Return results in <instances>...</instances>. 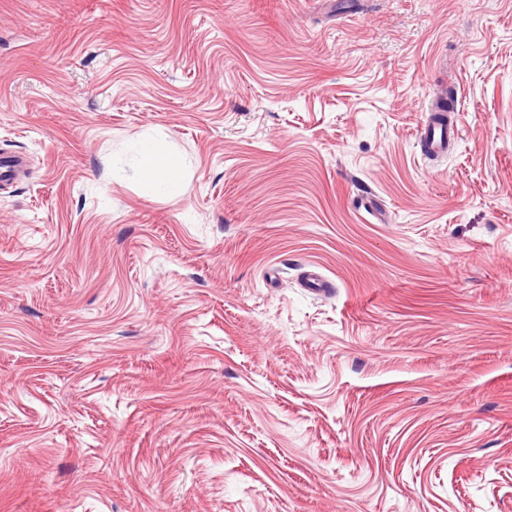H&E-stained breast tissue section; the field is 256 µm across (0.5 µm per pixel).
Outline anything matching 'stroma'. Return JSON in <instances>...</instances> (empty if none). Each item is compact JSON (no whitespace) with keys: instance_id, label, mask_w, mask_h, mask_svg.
<instances>
[{"instance_id":"1","label":"stroma","mask_w":512,"mask_h":512,"mask_svg":"<svg viewBox=\"0 0 512 512\" xmlns=\"http://www.w3.org/2000/svg\"><path fill=\"white\" fill-rule=\"evenodd\" d=\"M2 152L0 512H512V0H0ZM428 112L419 138L421 154L427 158L446 155L455 146L458 134L448 128V123L442 124L436 119L441 112H434V104ZM135 152L139 157L140 177L149 192L171 194L179 191L184 168V159L179 153L162 151L150 139L138 141Z\"/></svg>"}]
</instances>
